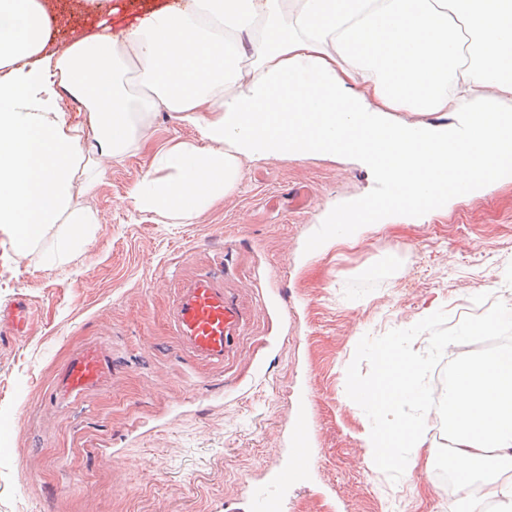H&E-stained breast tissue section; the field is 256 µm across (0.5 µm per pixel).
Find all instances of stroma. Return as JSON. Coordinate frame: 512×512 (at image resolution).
Returning <instances> with one entry per match:
<instances>
[{"instance_id": "stroma-1", "label": "stroma", "mask_w": 512, "mask_h": 512, "mask_svg": "<svg viewBox=\"0 0 512 512\" xmlns=\"http://www.w3.org/2000/svg\"><path fill=\"white\" fill-rule=\"evenodd\" d=\"M45 0L61 38L108 20L123 38L157 5ZM222 202L189 224L135 210L143 155L112 161L95 196L92 237L51 264L44 241L17 250L0 234V512H250L254 487L287 465L299 391L313 428L305 482L281 490L282 512H454L457 494L438 412L417 466L391 481L368 467L364 413L346 394L358 341L444 310L449 325L512 300V181L449 201L428 221L396 212L357 244L303 242L327 215L384 186L361 161L330 155L253 162ZM211 272L245 308L236 347L208 363L172 331L183 284ZM104 343L112 383L56 403L55 379L81 347Z\"/></svg>"}]
</instances>
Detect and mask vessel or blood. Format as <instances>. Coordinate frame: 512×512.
I'll return each instance as SVG.
<instances>
[{"label": "vessel or blood", "mask_w": 512, "mask_h": 512, "mask_svg": "<svg viewBox=\"0 0 512 512\" xmlns=\"http://www.w3.org/2000/svg\"><path fill=\"white\" fill-rule=\"evenodd\" d=\"M465 196L469 185L452 182L441 188L425 185L417 194V203L435 207L441 193ZM244 316L239 306L224 289L218 288L209 274L198 275L180 292L173 317L176 336L196 356L219 362L238 336ZM112 368L97 344H89L75 352L61 368L55 382L56 402L68 404L82 395L107 386ZM311 424L304 408H297L291 427L292 459L288 466L275 472L268 485L257 488L253 495V512H281L277 489L304 481L309 473V430Z\"/></svg>", "instance_id": "1"}]
</instances>
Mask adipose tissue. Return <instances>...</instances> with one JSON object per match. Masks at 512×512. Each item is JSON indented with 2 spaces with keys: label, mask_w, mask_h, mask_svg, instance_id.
Segmentation results:
<instances>
[{
  "label": "adipose tissue",
  "mask_w": 512,
  "mask_h": 512,
  "mask_svg": "<svg viewBox=\"0 0 512 512\" xmlns=\"http://www.w3.org/2000/svg\"><path fill=\"white\" fill-rule=\"evenodd\" d=\"M53 43L42 0H0V232L21 249L54 238L53 262L100 221L76 195L142 149L160 110L200 140L153 149L130 198L180 224L237 188L244 158L344 154L410 193L483 185L477 156L512 166L494 150L512 142V0H192L121 40L101 26ZM438 112L456 123L428 122ZM443 419L450 471L483 482L457 512H512V350L456 360Z\"/></svg>",
  "instance_id": "ef3b65f1"
}]
</instances>
